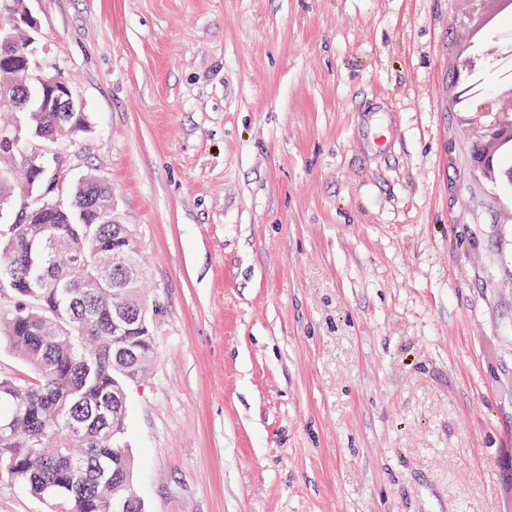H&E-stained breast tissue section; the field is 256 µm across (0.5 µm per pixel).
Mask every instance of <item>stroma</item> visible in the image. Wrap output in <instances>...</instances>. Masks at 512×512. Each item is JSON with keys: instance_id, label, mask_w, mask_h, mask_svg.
Masks as SVG:
<instances>
[{"instance_id": "1", "label": "stroma", "mask_w": 512, "mask_h": 512, "mask_svg": "<svg viewBox=\"0 0 512 512\" xmlns=\"http://www.w3.org/2000/svg\"><path fill=\"white\" fill-rule=\"evenodd\" d=\"M482 0H0L139 236L144 512H512V188L453 69Z\"/></svg>"}]
</instances>
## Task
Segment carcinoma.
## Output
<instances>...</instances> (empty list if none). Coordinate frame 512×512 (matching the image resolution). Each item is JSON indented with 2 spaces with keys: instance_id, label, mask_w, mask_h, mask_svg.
Returning <instances> with one entry per match:
<instances>
[{
  "instance_id": "1",
  "label": "carcinoma",
  "mask_w": 512,
  "mask_h": 512,
  "mask_svg": "<svg viewBox=\"0 0 512 512\" xmlns=\"http://www.w3.org/2000/svg\"><path fill=\"white\" fill-rule=\"evenodd\" d=\"M21 118L34 141L87 127L83 112L35 108ZM60 179L54 166L32 167L17 123L0 124V282L16 296L0 310V342L35 374L27 383L0 377V421L10 423L0 430V477L61 512H112V493L132 486L123 396L153 359L150 307L141 278L118 276L133 326L112 332V289L88 295L82 284L112 264L114 250L138 262L136 236L114 215L107 185L88 176L62 201Z\"/></svg>"
}]
</instances>
